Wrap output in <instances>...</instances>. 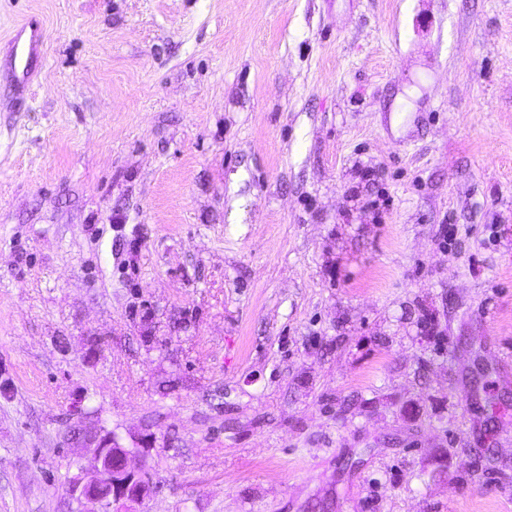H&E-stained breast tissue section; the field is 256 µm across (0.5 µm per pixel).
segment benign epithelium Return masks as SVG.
Masks as SVG:
<instances>
[{
	"label": "benign epithelium",
	"instance_id": "obj_1",
	"mask_svg": "<svg viewBox=\"0 0 512 512\" xmlns=\"http://www.w3.org/2000/svg\"><path fill=\"white\" fill-rule=\"evenodd\" d=\"M73 438L85 442L96 469L93 481L85 483L77 475L68 487L69 495L80 506L79 512H107L114 503H137L145 496L150 481L144 470L131 466V460L152 446L153 435L143 436L134 447L121 445L113 434L86 438L75 430Z\"/></svg>",
	"mask_w": 512,
	"mask_h": 512
}]
</instances>
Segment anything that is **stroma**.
<instances>
[{"instance_id": "obj_1", "label": "stroma", "mask_w": 512, "mask_h": 512, "mask_svg": "<svg viewBox=\"0 0 512 512\" xmlns=\"http://www.w3.org/2000/svg\"><path fill=\"white\" fill-rule=\"evenodd\" d=\"M0 512L150 433L134 512H512V0H0ZM43 33L40 22L30 18L15 31L7 55L0 60V75L13 92L12 97L22 102L37 74L35 63L42 59Z\"/></svg>"}]
</instances>
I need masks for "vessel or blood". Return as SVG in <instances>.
<instances>
[{"mask_svg": "<svg viewBox=\"0 0 512 512\" xmlns=\"http://www.w3.org/2000/svg\"><path fill=\"white\" fill-rule=\"evenodd\" d=\"M43 33L40 22L31 18L22 23L10 41V49L0 59V79L5 80L16 101H23L42 57Z\"/></svg>", "mask_w": 512, "mask_h": 512, "instance_id": "b4317fda", "label": "vessel or blood"}]
</instances>
